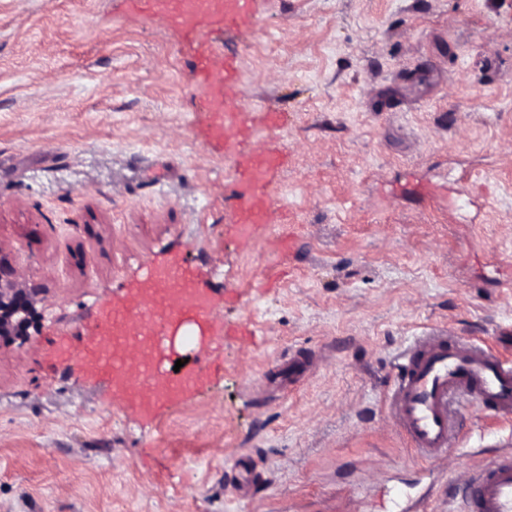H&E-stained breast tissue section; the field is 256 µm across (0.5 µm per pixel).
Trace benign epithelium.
I'll use <instances>...</instances> for the list:
<instances>
[{
	"instance_id": "benign-epithelium-1",
	"label": "benign epithelium",
	"mask_w": 512,
	"mask_h": 512,
	"mask_svg": "<svg viewBox=\"0 0 512 512\" xmlns=\"http://www.w3.org/2000/svg\"><path fill=\"white\" fill-rule=\"evenodd\" d=\"M44 293L43 288L20 280L0 248V346L28 339L40 321L38 305Z\"/></svg>"
}]
</instances>
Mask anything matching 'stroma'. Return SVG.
<instances>
[{
    "mask_svg": "<svg viewBox=\"0 0 512 512\" xmlns=\"http://www.w3.org/2000/svg\"><path fill=\"white\" fill-rule=\"evenodd\" d=\"M282 151L276 219L241 240L234 164L194 47L139 0H0V249L45 286L0 347V512H458L457 476L512 439L469 408L418 461L385 376L450 324L512 328V0H254L215 34ZM284 123L269 131V115ZM216 297L220 368L183 402L121 409L62 353L149 265Z\"/></svg>",
    "mask_w": 512,
    "mask_h": 512,
    "instance_id": "obj_1",
    "label": "stroma"
}]
</instances>
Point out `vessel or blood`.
<instances>
[{
	"mask_svg": "<svg viewBox=\"0 0 512 512\" xmlns=\"http://www.w3.org/2000/svg\"><path fill=\"white\" fill-rule=\"evenodd\" d=\"M149 14L165 17L197 47V85L206 94L217 139L231 159L241 153L239 135L250 114L240 104V86L224 75V58L214 33L234 26L252 0H144ZM279 153L253 155L237 167L236 224L248 235L269 223L275 210L271 175ZM214 302L196 270L170 264L150 266L146 278L106 308L99 331L78 343L84 365L100 377L109 396L139 414L184 400L208 377L204 366L173 376L165 363L171 335L189 321L202 322ZM388 386V415L411 448L436 461L455 447L461 406L502 418L512 417V352L495 350L458 336L450 328L418 337L399 357ZM463 512H512V451L482 459L460 485Z\"/></svg>",
	"mask_w": 512,
	"mask_h": 512,
	"instance_id": "1",
	"label": "vessel or blood"
}]
</instances>
